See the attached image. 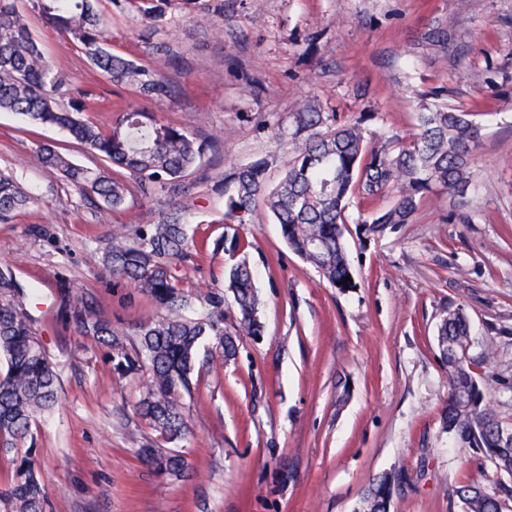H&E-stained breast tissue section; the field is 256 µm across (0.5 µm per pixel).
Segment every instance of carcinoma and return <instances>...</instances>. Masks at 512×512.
<instances>
[{
	"label": "carcinoma",
	"instance_id": "1",
	"mask_svg": "<svg viewBox=\"0 0 512 512\" xmlns=\"http://www.w3.org/2000/svg\"><path fill=\"white\" fill-rule=\"evenodd\" d=\"M20 0H0V112H13L33 126H57L105 165L92 170L74 164L55 146L42 143L38 157L97 207L116 211L124 207L130 185L143 196L171 201L189 192L188 177L220 139L200 137L185 127L155 121L147 112L132 109L109 130L80 118L88 93L72 86L68 76L53 66L30 28ZM46 27L67 35L81 46L91 66L115 87L130 88L140 96H170L174 88L158 71L112 52L101 25L99 0H30ZM153 21L176 12L191 11L202 0H110ZM426 44L448 51V31L442 25L423 35ZM417 113L416 132L409 138L377 136L367 125L369 116L339 124L336 113L324 112L308 101L290 113L288 123L274 128L275 137L288 146V161L279 182L268 181L264 159L224 168L213 190L224 197V223L248 224L259 204L279 224L288 246L313 266L323 281L340 292L355 287L345 233L348 209L359 195L390 193V206L360 216L356 233L381 235L408 224L423 200L437 189L463 192L469 185L472 150L479 142L477 113L438 102ZM35 202L13 175L0 171V222ZM237 233H224L213 242L232 261L224 271L225 288H208L190 297L181 288L176 264L193 256L195 243L181 212L173 209L153 224H139L133 240L118 242L91 261L112 276L113 285L137 289L160 314L131 331H118L88 308L74 313L81 333L108 348L113 370L122 377L140 379L143 399L137 411L167 443L189 433L185 396L192 394L196 367L208 370L217 361L236 354V336H259L263 330L255 277ZM232 294L237 313L236 334L224 331V291ZM26 292L8 267L0 268V451L13 452V470L5 490L8 512H46L47 496L35 470L31 452H20L32 436L37 416L53 411L60 400V369L34 331V318L25 308ZM199 302L202 311H187ZM436 340L448 369V401L442 411L443 430L490 462L496 479L483 467L452 491L463 512H507L512 501V443L500 433L512 431L501 421L487 389L471 370L464 354L474 343L463 308L443 315ZM141 455L164 474L178 475L185 466L174 448H142ZM403 479L391 470L375 477L363 494L358 512H390L393 494Z\"/></svg>",
	"mask_w": 512,
	"mask_h": 512
}]
</instances>
